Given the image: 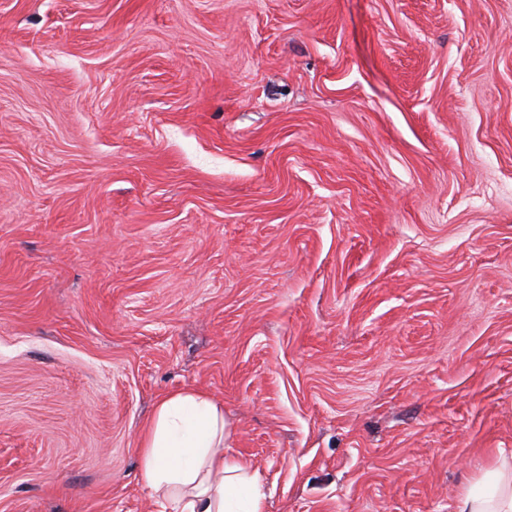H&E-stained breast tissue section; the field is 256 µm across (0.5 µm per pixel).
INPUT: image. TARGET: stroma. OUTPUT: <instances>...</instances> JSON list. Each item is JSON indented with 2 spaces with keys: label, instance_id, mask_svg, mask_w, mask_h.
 I'll return each instance as SVG.
<instances>
[{
  "label": "stroma",
  "instance_id": "35a3bbf8",
  "mask_svg": "<svg viewBox=\"0 0 512 512\" xmlns=\"http://www.w3.org/2000/svg\"><path fill=\"white\" fill-rule=\"evenodd\" d=\"M187 387L265 512L512 454V0H0V512H158Z\"/></svg>",
  "mask_w": 512,
  "mask_h": 512
}]
</instances>
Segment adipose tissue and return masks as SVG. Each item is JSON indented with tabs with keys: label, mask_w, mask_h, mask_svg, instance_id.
<instances>
[{
	"label": "adipose tissue",
	"mask_w": 512,
	"mask_h": 512,
	"mask_svg": "<svg viewBox=\"0 0 512 512\" xmlns=\"http://www.w3.org/2000/svg\"><path fill=\"white\" fill-rule=\"evenodd\" d=\"M224 408L187 388L159 401L139 450L145 487L161 512H265L258 469L227 454ZM454 512H512V457L463 486Z\"/></svg>",
	"instance_id": "adipose-tissue-1"
}]
</instances>
